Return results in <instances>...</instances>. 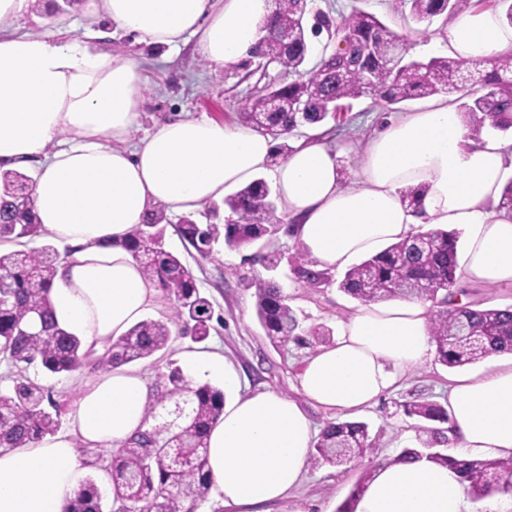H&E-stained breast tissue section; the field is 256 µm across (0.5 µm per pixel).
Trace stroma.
I'll return each instance as SVG.
<instances>
[{
	"instance_id": "obj_1",
	"label": "stroma",
	"mask_w": 512,
	"mask_h": 512,
	"mask_svg": "<svg viewBox=\"0 0 512 512\" xmlns=\"http://www.w3.org/2000/svg\"><path fill=\"white\" fill-rule=\"evenodd\" d=\"M313 5L335 17L355 10L375 14L405 38L413 59L426 60L448 54L447 49L437 42L444 27L442 20L436 19L429 24L417 22L397 0H314ZM50 10L66 15L80 29L88 31L100 47L141 62L146 79L138 130L142 136L152 133L164 121L186 115L238 124L245 97L282 78L275 68L250 75L234 66L213 68L190 44L173 50L139 44L133 36L115 29L105 19L88 25L78 0L73 5L68 0H52ZM47 11H28L14 21V29L21 34L42 32ZM420 105L417 99L388 105L381 99L364 97L353 101L350 111L327 118L320 124L325 142L335 148L337 161L345 169L344 182L356 180L358 154L382 120L393 114L414 111ZM168 219L166 247L179 254L192 268L198 287L213 304L217 324L208 339L199 344L174 336L168 349L134 363V371L152 383L168 373L170 366L180 365L183 353L197 349L216 351L238 373L242 392L273 391L300 399L299 378L308 359L319 348L333 343L341 323L358 307L357 301L337 286L342 272L332 271V284L305 287L294 270L293 258L299 245L285 230L265 244L230 249L223 243H216L212 258L203 260L188 252L181 240L176 230L179 214L169 213ZM268 251L280 254L277 267L268 268L257 262V255ZM258 276L274 281L288 296L300 324V341L284 346L270 342L257 319L254 291L247 286L248 281ZM23 374L51 390L54 399L67 412L71 411L86 381L85 376L78 373L68 377L49 375L36 363L22 373L0 360V389L12 388ZM455 376V371L436 360H427L402 373L395 387L377 404L357 413V420L368 423L371 433L378 437L375 462L390 461L402 448L415 443L417 421L404 415L403 404L424 399L447 405L448 386ZM359 477V470L347 466L307 468L300 486L273 505L271 512H336Z\"/></svg>"
}]
</instances>
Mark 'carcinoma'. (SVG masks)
Instances as JSON below:
<instances>
[{
  "label": "carcinoma",
  "instance_id": "1",
  "mask_svg": "<svg viewBox=\"0 0 512 512\" xmlns=\"http://www.w3.org/2000/svg\"><path fill=\"white\" fill-rule=\"evenodd\" d=\"M418 22L456 18L473 6L472 0H406ZM295 31L282 44L276 33ZM267 36L242 62L248 68L261 61L273 65L288 79L268 84L242 105V125L260 129L278 141L274 158L293 151L287 141L298 126L321 123L329 115L347 111L351 102L377 96L389 105L441 93H461L464 123L471 134L483 130H512V53L473 62L448 57L427 61L406 56L388 62L390 44L399 35L376 15L354 10L333 18L311 7V0H278L266 26ZM327 31L328 36L348 37L343 48L322 54V67L306 68L312 45L308 32ZM373 71V86L362 78ZM34 181L15 170H0V241H17L40 235L34 220ZM271 190L258 178L224 198V206L236 216L228 224H201L192 216L181 218L178 232L205 259L224 239L229 248L268 239L276 232ZM168 218L155 209L150 222L136 227L123 245L138 260L144 274L172 304V316L146 318L97 354L83 345L55 316L51 288L64 257L45 244L39 249H20L0 255V358L16 366L39 362L53 376L76 372L108 371L149 358L169 347L172 328L195 342L207 339L212 329L213 306L197 285L192 269L166 250ZM432 245L417 246L419 234L387 246L382 252L351 267L339 289L362 305L402 299L429 304L430 338L437 360L448 368L476 363L491 354L512 353V306L482 308L458 303L457 243L454 231L432 228L425 232ZM300 278L310 288L329 281L327 273L308 268L300 254ZM255 288L256 312L269 339L280 345L294 339L297 317L280 288L260 277ZM404 413L415 417L424 434L421 447H405L392 459L401 463L426 456L454 469L476 500L512 493V458L459 459L434 447L449 444L444 431L431 422L448 423V410L436 403L410 401ZM224 414V390L210 383H192L174 367L152 386L142 427L113 456L110 465V512H196L210 494L212 479L207 469V438ZM61 427V409L44 387L19 382L0 391V448H20L54 435ZM377 440L363 421L336 420L321 430L310 454L309 465H364L373 457ZM374 477L368 466L350 495L336 512H354L355 503ZM64 512H103V493L90 478L76 491Z\"/></svg>",
  "mask_w": 512,
  "mask_h": 512
}]
</instances>
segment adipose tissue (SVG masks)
I'll return each mask as SVG.
<instances>
[{"label": "adipose tissue", "instance_id": "ef3b65f1", "mask_svg": "<svg viewBox=\"0 0 512 512\" xmlns=\"http://www.w3.org/2000/svg\"><path fill=\"white\" fill-rule=\"evenodd\" d=\"M30 0H0V166L37 165L35 219L69 255L51 297L61 324L96 347L140 321L157 289L124 247L153 209L193 213L272 175L281 212L319 267L344 270L415 232L422 221L463 235L459 271L486 285H512V211L499 208L512 172V138H468L447 95L388 119L365 146L357 181L343 183L335 151L318 137L272 163L268 134L207 118L164 122L124 149L141 118L140 64L92 46L63 16L40 34L4 21ZM274 0H85L88 19H107L138 43H193L210 64L245 58L264 34ZM442 43L471 62L512 51V26L475 10L449 22ZM424 187L415 217L407 187ZM428 307L416 301L360 307L336 340L308 361L302 400L275 392L238 396L239 379L215 352L183 354L189 380L224 381L234 393L208 438L215 496L232 512H263L301 481L316 429L312 403L355 414L377 403L400 373L434 354ZM146 379L120 367L92 376L70 414V432L0 448V512H64L85 480L78 446L114 451L140 427ZM455 456H512V359L455 378L448 392ZM356 512H470L457 472L421 457L377 468Z\"/></svg>", "mask_w": 512, "mask_h": 512}]
</instances>
